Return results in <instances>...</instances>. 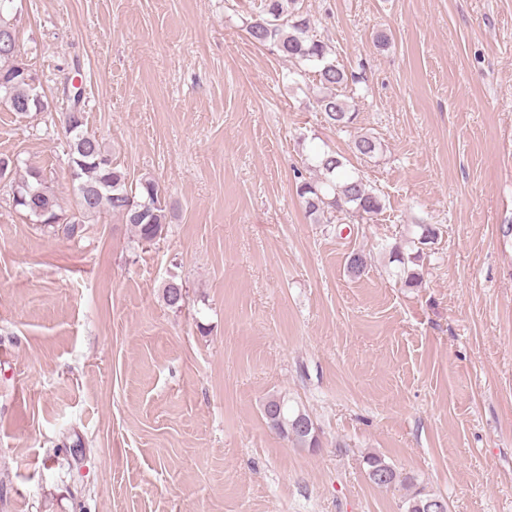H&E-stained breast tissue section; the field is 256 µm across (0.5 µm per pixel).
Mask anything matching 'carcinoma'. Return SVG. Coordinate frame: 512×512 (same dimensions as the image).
I'll return each instance as SVG.
<instances>
[{"mask_svg":"<svg viewBox=\"0 0 512 512\" xmlns=\"http://www.w3.org/2000/svg\"><path fill=\"white\" fill-rule=\"evenodd\" d=\"M14 0H0V36L9 37L10 43L0 42V108L27 115L43 112L35 97L40 88L33 85L38 76L25 73L22 67L18 38L17 8ZM298 0H264L262 10L246 25L249 39L258 45H271L281 57L300 72L313 70L316 80L327 93L316 99L315 110L323 122L340 129L354 124L356 115L342 90L362 79L359 74L336 65L330 58L332 48L310 35L312 21L297 8ZM61 123H68L72 132L67 136L68 168L75 197L88 192L82 205L68 212L60 202L54 178L45 169L20 164L7 156H0V181L5 180L11 190L13 207L24 213L35 224H43L56 235L71 239L80 236L86 221L102 215L118 216L135 232L139 243L153 245L166 232L171 211L165 191L152 177L143 176L136 182L112 162V154L105 144L85 128V111L81 94L72 95L71 105L59 113ZM381 151L377 137L364 133L354 137L353 153L361 158H373ZM348 160L334 150L316 151L308 165L318 176L306 178L296 175V194L306 213L316 224H331L344 215L351 221L367 223L384 209L383 198L356 171L347 170ZM437 230L432 224H414L409 253L395 244L389 251V260L396 263L397 276L406 288H418L423 282L419 269L423 246L433 242ZM368 258L363 251L347 256V272L359 277L365 273ZM184 284L169 280L163 285L162 298L171 309L180 310L185 299L176 295ZM310 418L300 409L288 406L282 395L270 396L264 404L263 415L267 426L286 439L292 447L313 450L319 447L317 428L304 432L294 425L298 415ZM367 474L387 470V487H402L409 491L404 498V512H422L430 498L443 496L419 486L414 476L403 474L390 465L383 456L371 453L366 457Z\"/></svg>","mask_w":512,"mask_h":512,"instance_id":"1","label":"carcinoma"}]
</instances>
